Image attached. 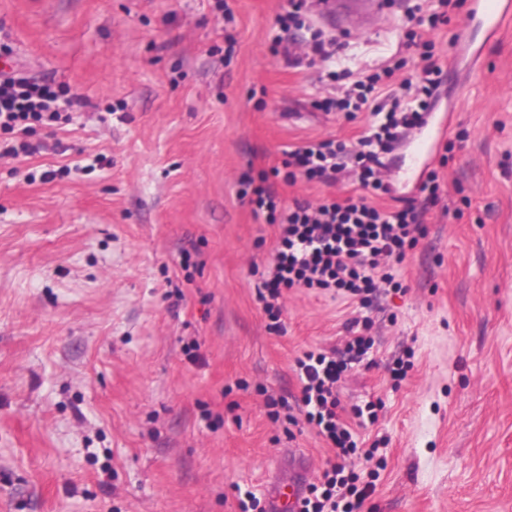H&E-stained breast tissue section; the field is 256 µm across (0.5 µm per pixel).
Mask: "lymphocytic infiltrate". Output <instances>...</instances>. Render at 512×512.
Returning a JSON list of instances; mask_svg holds the SVG:
<instances>
[{"label":"lymphocytic infiltrate","mask_w":512,"mask_h":512,"mask_svg":"<svg viewBox=\"0 0 512 512\" xmlns=\"http://www.w3.org/2000/svg\"><path fill=\"white\" fill-rule=\"evenodd\" d=\"M438 5V12L426 19L434 26L447 23L450 11L461 8L463 0H438ZM426 20L411 12L403 26L408 45L418 49L423 63L421 85L407 79L400 88H392V76L408 65L402 57L352 83L337 85L335 95L319 101V108L327 112H359L371 106L374 121L357 147L333 139H311L285 153L282 179L287 184L300 179L333 183L351 173L358 182L353 193L316 203L297 199L285 206L268 175L255 178L246 172L240 177V195L247 198L254 218L277 228L276 251L256 289L272 331L281 330L279 301L293 289L317 288L349 302L366 301L380 284L392 282L390 267L403 260L422 231L421 211L411 205L391 211L380 206L378 199L388 191L383 155L426 123L434 102L441 68L434 58V40L420 31ZM276 23L279 31L272 38L271 51L287 49L292 65H301L313 55L327 60L335 54V46L324 41L291 36V29L302 26L296 13L278 16ZM58 97L50 83L0 73V130L19 139L18 144L0 147V157L26 150L24 138L31 123L60 119ZM373 343V337L359 333L350 336L343 356L308 350L295 360L300 386L297 406L333 453L316 483L308 486L303 512H357L375 491L373 482L360 481L347 467L357 450L349 420L375 419L374 407L353 406L346 418L337 397L342 373L349 364L360 362Z\"/></svg>","instance_id":"lymphocytic-infiltrate-1"}]
</instances>
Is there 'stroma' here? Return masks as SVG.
Listing matches in <instances>:
<instances>
[{"instance_id":"obj_1","label":"stroma","mask_w":512,"mask_h":512,"mask_svg":"<svg viewBox=\"0 0 512 512\" xmlns=\"http://www.w3.org/2000/svg\"><path fill=\"white\" fill-rule=\"evenodd\" d=\"M231 6L228 62L216 0H0V70L75 101L0 158V512H238L237 487L266 495L294 449L318 477L329 449L272 422L265 397L294 400L296 358L343 348L354 318L374 345L340 406L378 413L355 429L349 466L377 474L358 512H512V15L470 71L452 45L467 8L430 32L436 99L467 96L400 288L364 306L289 292L276 334L254 273L275 231L237 179L308 138L356 145L370 112L313 106L328 71L354 80L415 51L391 0L388 23L322 26L341 50L295 69L269 51L289 0ZM354 188L277 185L286 205Z\"/></svg>"}]
</instances>
